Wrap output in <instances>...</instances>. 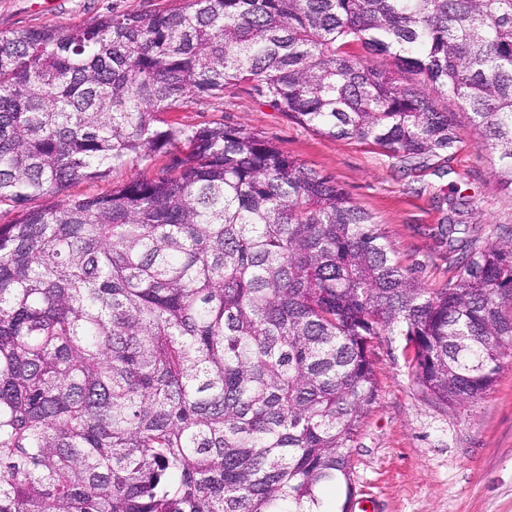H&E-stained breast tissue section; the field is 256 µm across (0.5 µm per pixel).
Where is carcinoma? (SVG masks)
Instances as JSON below:
<instances>
[{
    "label": "carcinoma",
    "mask_w": 512,
    "mask_h": 512,
    "mask_svg": "<svg viewBox=\"0 0 512 512\" xmlns=\"http://www.w3.org/2000/svg\"><path fill=\"white\" fill-rule=\"evenodd\" d=\"M233 86L411 165L455 146L453 100L512 190V0H182L1 34L0 512H318L330 490L350 512L379 336L442 404L495 386L512 236L422 286L332 177L161 118ZM170 162V157L160 155L149 165L129 163L126 166L115 169L109 177L103 180L81 182L72 186L68 194L72 196H100L109 193L116 184L125 182L140 176L152 175L156 170Z\"/></svg>",
    "instance_id": "1"
}]
</instances>
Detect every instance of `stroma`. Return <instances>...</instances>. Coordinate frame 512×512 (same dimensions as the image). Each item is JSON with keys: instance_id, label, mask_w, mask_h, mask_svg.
<instances>
[{"instance_id": "1", "label": "stroma", "mask_w": 512, "mask_h": 512, "mask_svg": "<svg viewBox=\"0 0 512 512\" xmlns=\"http://www.w3.org/2000/svg\"><path fill=\"white\" fill-rule=\"evenodd\" d=\"M174 0H0V34L25 28L61 31L112 13H151ZM191 129L241 126L273 139L307 167L332 176L384 229L397 259L424 287L454 274L458 246L442 238L452 191L470 199L466 226L483 239L512 227V191L496 175L497 158L480 148L471 114L456 110L458 141L446 153L404 169L377 146L331 139L294 123L249 89L229 88L222 100L193 101L167 113ZM130 163L103 180L81 182L73 196H100L116 184L152 175L168 164ZM378 392L350 448L355 496L377 512H512V357L495 387L473 404L447 407L417 385L405 340L385 334L373 347Z\"/></svg>"}]
</instances>
